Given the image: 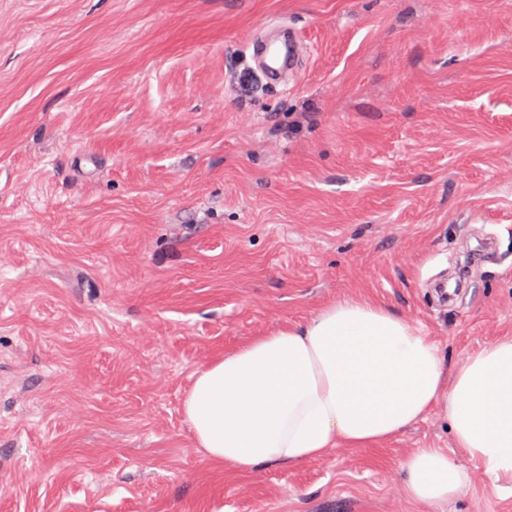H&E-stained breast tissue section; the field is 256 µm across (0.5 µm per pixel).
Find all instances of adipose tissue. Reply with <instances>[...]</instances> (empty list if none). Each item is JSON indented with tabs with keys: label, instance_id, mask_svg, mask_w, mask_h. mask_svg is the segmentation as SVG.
<instances>
[{
	"label": "adipose tissue",
	"instance_id": "ef3b65f1",
	"mask_svg": "<svg viewBox=\"0 0 512 512\" xmlns=\"http://www.w3.org/2000/svg\"><path fill=\"white\" fill-rule=\"evenodd\" d=\"M438 407L456 447L512 482V338L451 372L421 328L382 302L343 298L212 361L182 413L205 457L243 478L338 447H379ZM402 470L403 494L419 504L448 501L471 481L441 448L415 449Z\"/></svg>",
	"mask_w": 512,
	"mask_h": 512
}]
</instances>
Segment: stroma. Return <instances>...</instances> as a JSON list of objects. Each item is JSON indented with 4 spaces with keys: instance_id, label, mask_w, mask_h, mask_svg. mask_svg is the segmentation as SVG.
I'll return each instance as SVG.
<instances>
[{
    "instance_id": "35a3bbf8",
    "label": "stroma",
    "mask_w": 512,
    "mask_h": 512,
    "mask_svg": "<svg viewBox=\"0 0 512 512\" xmlns=\"http://www.w3.org/2000/svg\"><path fill=\"white\" fill-rule=\"evenodd\" d=\"M283 20L285 88L235 75ZM512 0H0V512H512L433 410L241 480L182 400L378 299L449 366L512 337ZM472 474L412 504L401 463ZM403 494L413 503L435 505L459 494L471 481L469 471L442 448L415 449L402 463Z\"/></svg>"
}]
</instances>
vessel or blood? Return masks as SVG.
Masks as SVG:
<instances>
[{
    "mask_svg": "<svg viewBox=\"0 0 512 512\" xmlns=\"http://www.w3.org/2000/svg\"><path fill=\"white\" fill-rule=\"evenodd\" d=\"M253 59L266 84L279 86L302 62V43L293 27L280 21L264 23L249 41Z\"/></svg>",
    "mask_w": 512,
    "mask_h": 512,
    "instance_id": "b4317fda",
    "label": "vessel or blood"
}]
</instances>
